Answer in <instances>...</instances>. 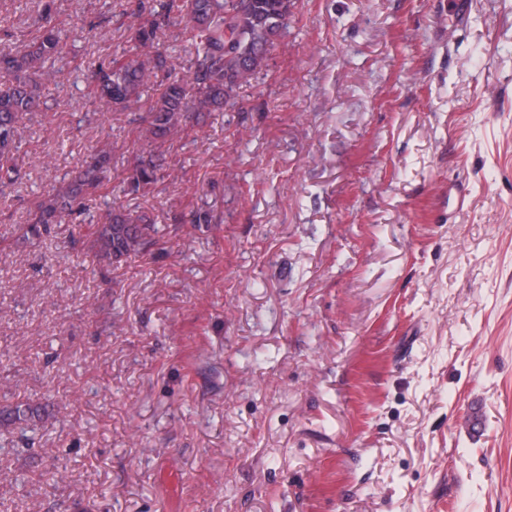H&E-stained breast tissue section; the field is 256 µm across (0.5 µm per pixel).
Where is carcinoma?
I'll return each mask as SVG.
<instances>
[{
    "mask_svg": "<svg viewBox=\"0 0 512 512\" xmlns=\"http://www.w3.org/2000/svg\"><path fill=\"white\" fill-rule=\"evenodd\" d=\"M52 2L41 8L44 25L21 50L0 47V193L18 176L20 120L48 109L44 89L56 78V65L75 62L65 50L66 35L52 24ZM297 0H169L157 9L139 0L134 20L124 30L130 50L105 56L91 72L87 102L92 114L132 111L147 114L144 138L151 149L134 156L125 191L145 195L166 181L179 179L165 165L167 147L194 129L192 120L236 106L237 89L268 67L271 49L280 44L295 19ZM178 30L186 36L188 74L175 72L162 36ZM169 72L158 95L143 100L144 87L157 71ZM110 152L94 149L34 203L21 238H40L54 224H69L89 202L106 194ZM154 217L145 210L112 204L97 224L91 251L108 265H118L155 242ZM38 416L28 404L0 411V423L15 425Z\"/></svg>",
    "mask_w": 512,
    "mask_h": 512,
    "instance_id": "carcinoma-1",
    "label": "carcinoma"
}]
</instances>
